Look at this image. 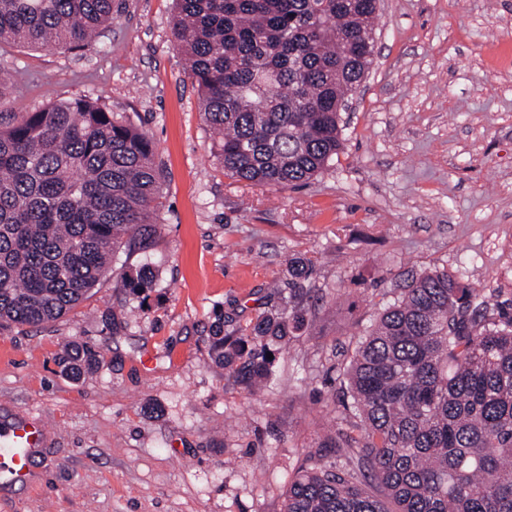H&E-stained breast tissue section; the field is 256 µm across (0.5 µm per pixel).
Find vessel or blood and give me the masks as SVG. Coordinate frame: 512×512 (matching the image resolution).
<instances>
[{"mask_svg": "<svg viewBox=\"0 0 512 512\" xmlns=\"http://www.w3.org/2000/svg\"><path fill=\"white\" fill-rule=\"evenodd\" d=\"M46 432V423L40 418L0 427V481L29 483L33 460Z\"/></svg>", "mask_w": 512, "mask_h": 512, "instance_id": "obj_1", "label": "vessel or blood"}]
</instances>
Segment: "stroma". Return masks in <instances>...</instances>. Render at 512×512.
Listing matches in <instances>:
<instances>
[{"label":"stroma","instance_id":"1","mask_svg":"<svg viewBox=\"0 0 512 512\" xmlns=\"http://www.w3.org/2000/svg\"><path fill=\"white\" fill-rule=\"evenodd\" d=\"M172 15V0H115L97 49L0 45L5 111L101 100L163 173L152 250L114 260L155 268L147 298L111 272L59 320L0 329V423L49 426L0 512H284L289 479L336 436L358 333L409 274L445 268L512 306V0H379L342 147L286 190L225 175ZM292 257L313 268L314 326L250 393L211 366L208 338L279 307ZM86 341L101 362L75 380L57 357Z\"/></svg>","mask_w":512,"mask_h":512}]
</instances>
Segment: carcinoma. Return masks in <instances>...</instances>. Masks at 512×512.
Listing matches in <instances>:
<instances>
[{"label": "carcinoma", "mask_w": 512, "mask_h": 512, "mask_svg": "<svg viewBox=\"0 0 512 512\" xmlns=\"http://www.w3.org/2000/svg\"><path fill=\"white\" fill-rule=\"evenodd\" d=\"M171 35L220 135L224 173L295 187L341 148L340 108L371 64L376 0H173ZM114 0H0V44L82 51L112 24ZM162 171L150 138L86 97L0 123V328L53 322L84 301L125 236L148 249ZM280 310L224 332L209 358L252 392L268 353L306 322L312 265L293 259ZM154 268L123 274L132 295ZM360 335L346 368L351 405L334 448L288 485L286 512H512V314L446 269L411 275ZM74 377L99 363L67 345Z\"/></svg>", "instance_id": "obj_1"}]
</instances>
